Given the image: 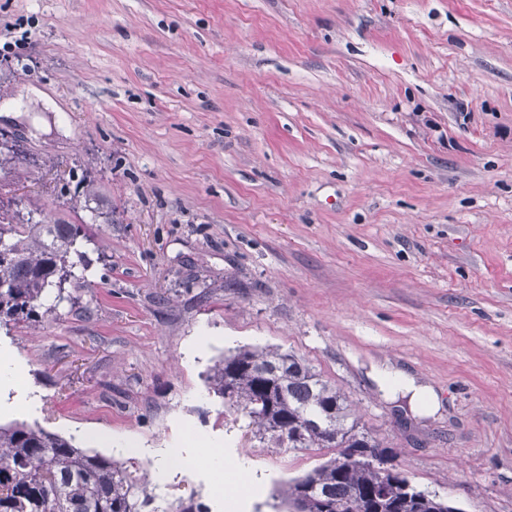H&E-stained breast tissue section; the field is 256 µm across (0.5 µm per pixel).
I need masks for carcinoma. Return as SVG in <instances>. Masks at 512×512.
I'll return each mask as SVG.
<instances>
[{"instance_id":"carcinoma-1","label":"carcinoma","mask_w":512,"mask_h":512,"mask_svg":"<svg viewBox=\"0 0 512 512\" xmlns=\"http://www.w3.org/2000/svg\"><path fill=\"white\" fill-rule=\"evenodd\" d=\"M35 160L21 140L0 141V171ZM50 213L23 196L0 199V321L31 317L52 289L77 282L80 241L104 231L84 221L47 222ZM209 388L231 413L248 419L253 438L270 448L326 449L330 458L281 482L274 507L290 512H448L428 491L417 496L402 472L387 466L393 452L375 443L347 398L313 367L278 348L239 350L208 375ZM0 512H209L195 496L162 510L146 476L67 439L14 421L0 424Z\"/></svg>"}]
</instances>
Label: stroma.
Here are the masks:
<instances>
[{
  "mask_svg": "<svg viewBox=\"0 0 512 512\" xmlns=\"http://www.w3.org/2000/svg\"><path fill=\"white\" fill-rule=\"evenodd\" d=\"M0 86L41 164L0 196L54 211L82 178L110 221L87 311L0 323V424L149 472L164 505L274 512L327 455L260 447L207 377L278 348L418 489L512 512V0H0ZM217 449L251 473L221 501ZM381 380L391 395L402 393L404 396H409L408 401L412 406L420 407L428 412L437 408L433 391L417 383L407 373L385 368L381 371Z\"/></svg>",
  "mask_w": 512,
  "mask_h": 512,
  "instance_id": "stroma-1",
  "label": "stroma"
}]
</instances>
